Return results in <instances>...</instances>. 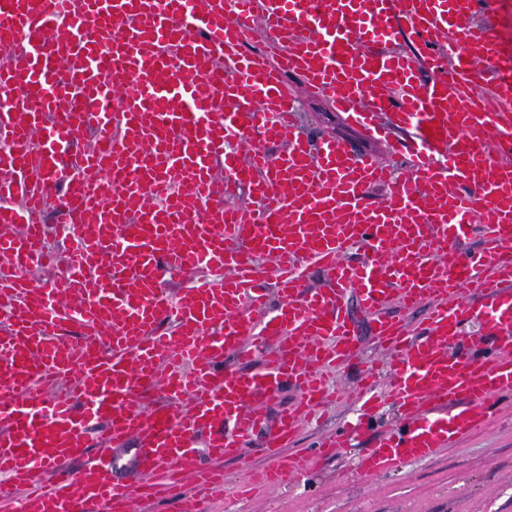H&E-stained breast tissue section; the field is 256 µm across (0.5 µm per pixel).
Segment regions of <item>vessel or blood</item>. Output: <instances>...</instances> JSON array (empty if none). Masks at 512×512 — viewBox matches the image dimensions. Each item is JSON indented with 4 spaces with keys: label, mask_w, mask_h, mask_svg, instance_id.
Segmentation results:
<instances>
[{
    "label": "vessel or blood",
    "mask_w": 512,
    "mask_h": 512,
    "mask_svg": "<svg viewBox=\"0 0 512 512\" xmlns=\"http://www.w3.org/2000/svg\"><path fill=\"white\" fill-rule=\"evenodd\" d=\"M490 7L0 0V46L14 50L0 62V224L22 228L0 234V508L201 512L221 460L252 484H288L301 462L286 449L328 395L322 371L353 353L352 291L404 410L364 474L487 423L492 398L512 393V51L480 23ZM258 19L266 45L245 51ZM402 36L415 54L385 51ZM291 73L367 132L383 133L382 116L411 129L406 174L302 131ZM52 199L70 228L62 256L48 246ZM468 232L479 249L459 247ZM59 266L57 289L23 274ZM186 270L199 279L173 294L168 276ZM316 271L327 286H311ZM466 295L495 338L482 357L460 339ZM395 306L425 309L422 329ZM288 380L300 401L269 419ZM97 423L99 454L71 469ZM133 441L137 485L115 478L112 456Z\"/></svg>",
    "instance_id": "obj_1"
}]
</instances>
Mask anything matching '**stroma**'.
<instances>
[{
	"instance_id": "1",
	"label": "stroma",
	"mask_w": 512,
	"mask_h": 512,
	"mask_svg": "<svg viewBox=\"0 0 512 512\" xmlns=\"http://www.w3.org/2000/svg\"><path fill=\"white\" fill-rule=\"evenodd\" d=\"M304 125L344 140L355 151L394 164L395 143L408 139L397 131L394 142L367 137L347 123L331 104L308 97L301 79L289 76ZM348 314L357 333V350L340 370L343 385L358 382L367 367L379 363L374 344V323L359 306L356 295L347 297ZM497 412L485 427L441 449L433 458L397 465L372 476H352L348 469L370 447L372 437L352 436L348 448L292 485L238 497L244 478L234 462L224 464L228 483L204 506V512H512V394L500 396ZM321 425L302 427L295 447L305 453L325 433L351 420L353 404L325 402Z\"/></svg>"
}]
</instances>
